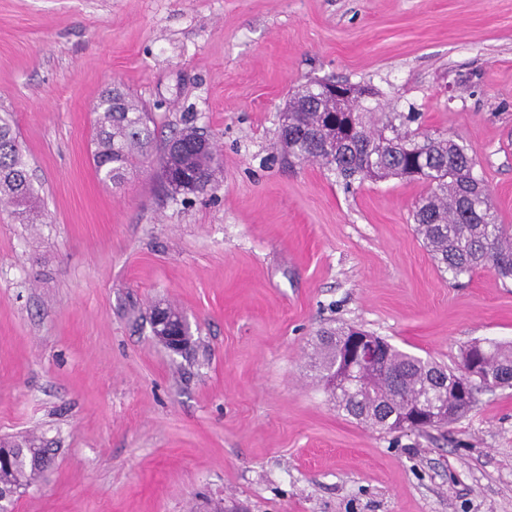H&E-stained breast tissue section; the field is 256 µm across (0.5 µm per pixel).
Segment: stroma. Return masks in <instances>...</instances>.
<instances>
[{
  "label": "stroma",
  "mask_w": 512,
  "mask_h": 512,
  "mask_svg": "<svg viewBox=\"0 0 512 512\" xmlns=\"http://www.w3.org/2000/svg\"><path fill=\"white\" fill-rule=\"evenodd\" d=\"M369 84L476 158L512 225V0H0V116L39 219L0 208V438L54 458L14 512H512V389L425 433L338 410L311 365L347 323L456 368L512 342V281L441 271L427 187H344L278 145L290 90ZM120 85L158 139L203 130L217 188L155 164L103 182L96 107ZM192 344L154 337L156 304Z\"/></svg>",
  "instance_id": "1"
}]
</instances>
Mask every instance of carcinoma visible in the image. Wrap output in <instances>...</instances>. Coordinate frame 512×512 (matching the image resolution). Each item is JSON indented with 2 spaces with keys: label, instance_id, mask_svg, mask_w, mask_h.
I'll return each mask as SVG.
<instances>
[{
  "label": "carcinoma",
  "instance_id": "cac0c4a2",
  "mask_svg": "<svg viewBox=\"0 0 512 512\" xmlns=\"http://www.w3.org/2000/svg\"><path fill=\"white\" fill-rule=\"evenodd\" d=\"M351 111L336 113L334 103L320 90L295 89L289 99L280 142L288 157L316 161L332 170L345 184L391 178L416 179L428 186L413 213L416 232L433 260L453 278L471 276L492 265L504 279H512V227L498 223L489 189L474 175L475 158L468 149L443 134L428 135L409 125L417 112H388L379 102L365 105L377 92L368 86H351ZM97 107L93 160L104 180L118 184L124 173L146 160L156 141L150 114L121 88ZM202 138L186 128L163 142L157 158L159 175L184 174L204 191L217 182V149L200 150ZM29 223L37 217L36 199L28 164L9 121L0 118V201ZM355 329L338 327L318 333L316 368L324 382L336 378L330 391L336 407L360 423L382 428L380 421L393 412L417 407L436 387L438 377L448 378L450 424L466 414L475 402V383L468 397L457 396L460 374L400 351L383 342L378 367L349 372L345 348ZM480 359L483 373L512 387V344L474 342L461 352V362ZM397 422L384 427L396 430ZM50 449L27 437L0 446V484L26 489L37 476V463H47Z\"/></svg>",
  "mask_w": 512,
  "mask_h": 512
}]
</instances>
